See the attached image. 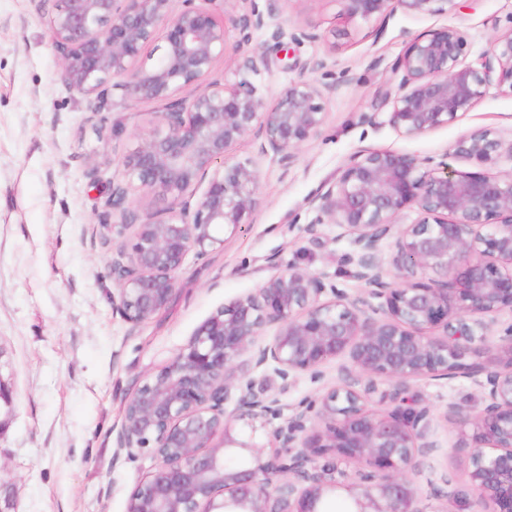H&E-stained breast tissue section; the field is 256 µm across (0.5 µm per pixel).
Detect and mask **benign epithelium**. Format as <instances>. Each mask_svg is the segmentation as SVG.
<instances>
[{
	"instance_id": "1",
	"label": "benign epithelium",
	"mask_w": 512,
	"mask_h": 512,
	"mask_svg": "<svg viewBox=\"0 0 512 512\" xmlns=\"http://www.w3.org/2000/svg\"><path fill=\"white\" fill-rule=\"evenodd\" d=\"M213 2L58 0L50 20L70 88L102 98L118 87L163 108L123 155L125 183L107 200L113 224L104 229L119 236L132 229L112 250V305L135 325L170 304L190 253L224 245L219 230L248 223L255 211L258 171L250 160L229 161L230 147L253 134L261 153L291 164L326 120V87L313 80L294 81L265 103L255 82L260 55H241L232 80L215 75L227 49L225 21L248 42L273 5L262 10L248 0L243 13L218 18L204 7ZM344 2L349 19L366 20L396 6L415 18L441 15L452 0ZM159 38L161 53L146 52ZM464 55L453 26L414 37L396 63L388 123L419 137L454 123L489 86L512 90V29L494 37L481 67ZM504 154L512 157V138L478 128L447 156L493 166ZM218 162L222 172L210 173ZM133 192L162 207L141 215L129 202ZM310 204L317 220L306 233L318 241L327 222L351 237L353 276L365 294L350 298L290 265L200 323L125 402L117 448L155 461L126 512H325L338 493L350 499V512H427L415 476L419 457L438 443L431 410L413 399L411 384L480 375L483 408L450 403L447 417L459 429L457 447L470 451L473 512H512V323L487 343L496 315L512 311V171L476 175L359 149ZM407 209L420 219L397 224ZM388 238L393 276L377 260ZM328 292L332 299H323ZM473 354L494 356L498 367L467 362ZM339 357L348 360L343 383L287 418L279 398L255 390V369L272 372L286 392ZM381 385L389 386L382 399L390 407L377 412L369 402ZM342 461L362 465L354 481L344 479Z\"/></svg>"
}]
</instances>
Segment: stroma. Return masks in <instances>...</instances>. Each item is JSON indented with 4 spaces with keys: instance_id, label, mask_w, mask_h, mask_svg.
Segmentation results:
<instances>
[{
    "instance_id": "35a3bbf8",
    "label": "stroma",
    "mask_w": 512,
    "mask_h": 512,
    "mask_svg": "<svg viewBox=\"0 0 512 512\" xmlns=\"http://www.w3.org/2000/svg\"><path fill=\"white\" fill-rule=\"evenodd\" d=\"M52 0H0V501L11 512H126L128 499L154 467L149 456L116 448L127 397L188 341L225 302L254 291L290 265L326 274L348 295L353 247L334 224L306 232L317 213L309 200L335 182L358 148L442 160L464 133L480 127L512 133V89L493 86L452 125L402 136L387 121L396 92L394 67L419 33L457 26L466 61L477 64L498 33L512 28V0H456L448 13L414 19L402 11L343 24V0H277L269 25L248 51L261 54V94L274 101L291 82L329 85L321 132L293 164L263 155L248 136L229 158L253 160L258 206L252 223L226 230L224 247L206 259L188 255L170 304L132 325L112 308V248L102 228L104 203L122 182L120 160L148 131L159 110L121 90L96 98L61 77L50 28ZM303 29L312 39L282 51L272 30ZM321 60L310 70L311 60ZM345 359L326 363L320 378L302 375L288 393L268 373L258 389L280 394L286 408L341 384ZM430 407L439 449L416 481L429 512H471L469 451L446 418L455 402L482 406L473 379L426 377L414 385Z\"/></svg>"
}]
</instances>
